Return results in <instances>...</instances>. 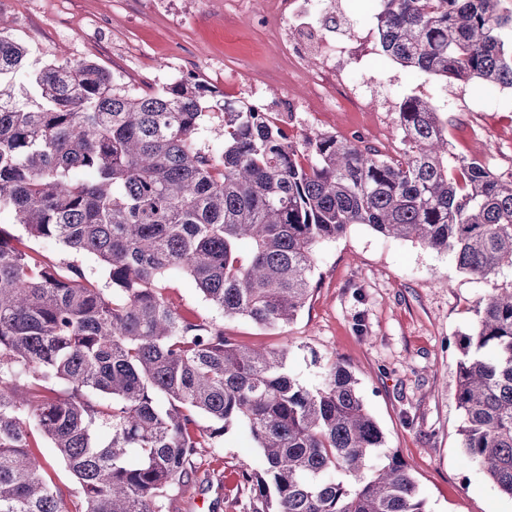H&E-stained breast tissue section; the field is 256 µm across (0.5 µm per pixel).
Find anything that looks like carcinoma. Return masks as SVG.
<instances>
[{"label":"carcinoma","mask_w":512,"mask_h":512,"mask_svg":"<svg viewBox=\"0 0 512 512\" xmlns=\"http://www.w3.org/2000/svg\"><path fill=\"white\" fill-rule=\"evenodd\" d=\"M378 3L379 45L400 66L512 89V0ZM28 54L0 27V213L104 276L0 229V512H167L234 425L262 456L238 470L247 512H427L346 366L309 389L287 351L181 314L164 283L180 272L223 317L283 328L313 290V248L352 224L486 279L512 269V180L474 159L449 167L446 125L418 96L399 105L398 159L324 135L302 151L242 103L223 105L214 160L209 85L129 92L94 61ZM477 313L459 341L463 448L512 497V287ZM36 432L79 503L33 453ZM222 117L220 111L216 110L215 118L207 125L202 137V144L216 156H220L221 149L224 146V136L222 135Z\"/></svg>","instance_id":"cac0c4a2"}]
</instances>
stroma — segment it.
Returning <instances> with one entry per match:
<instances>
[{"mask_svg":"<svg viewBox=\"0 0 512 512\" xmlns=\"http://www.w3.org/2000/svg\"><path fill=\"white\" fill-rule=\"evenodd\" d=\"M225 2L0 0V13L7 34L25 43L36 61L91 60L128 85L155 91L176 80L202 78L228 101L255 81L276 111L291 99L312 103L310 83L285 84L270 33L251 16L229 13ZM367 4L336 0L331 14L338 30L368 32L347 69L385 100L387 111H360L340 88L332 106L291 113L289 139H359L383 155L399 156L396 109L416 95L436 106L447 124L450 164L480 155L493 173L512 180V89L400 67L382 56ZM476 117L490 134L483 147L472 136ZM313 265L316 286L292 324L269 328L228 318L225 334L248 345L287 348L288 373L310 388L321 384L329 359L342 362L357 378L386 449L407 463L427 512H512V498L465 455L454 399L459 339L476 325L479 302L512 283V269L477 280L460 272L450 255L383 236L365 224L317 245ZM166 286L181 313L217 318L185 275L172 274ZM244 464L261 466L260 450L244 428L229 430L221 447L202 449L199 480L224 485L218 512H243L235 476Z\"/></svg>","mask_w":512,"mask_h":512,"instance_id":"obj_1","label":"stroma"}]
</instances>
